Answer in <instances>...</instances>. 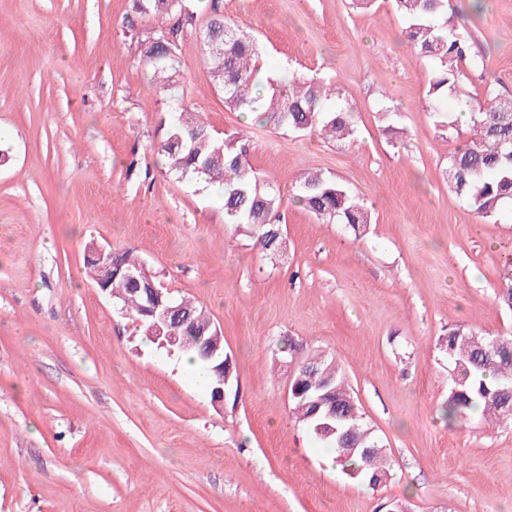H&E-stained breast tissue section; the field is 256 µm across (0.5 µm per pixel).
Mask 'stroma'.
I'll return each mask as SVG.
<instances>
[{"mask_svg": "<svg viewBox=\"0 0 512 512\" xmlns=\"http://www.w3.org/2000/svg\"><path fill=\"white\" fill-rule=\"evenodd\" d=\"M450 6L484 59L462 88L479 99L490 81L512 96V0H484L479 18L467 0ZM219 10L258 36L269 75L330 79L355 137L245 122L192 35L182 97L153 93L138 58L155 21L130 0H0V512H512V428L441 417L439 339L457 326L512 333L495 298L512 216L479 220L443 179L468 122L436 127L431 66L389 0ZM176 108L248 139L250 165L280 192L283 256L225 223L218 185L168 172L156 148ZM314 170L369 207L361 235L293 203ZM94 243L133 249L222 327L234 373L223 410L88 279ZM317 352L340 363L388 449L379 490L342 473L290 414L288 381Z\"/></svg>", "mask_w": 512, "mask_h": 512, "instance_id": "35a3bbf8", "label": "stroma"}]
</instances>
